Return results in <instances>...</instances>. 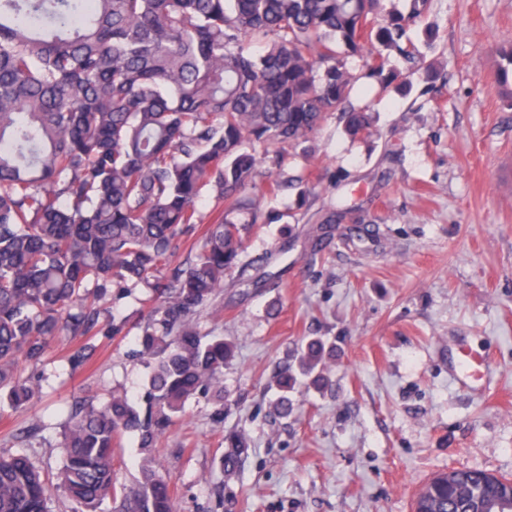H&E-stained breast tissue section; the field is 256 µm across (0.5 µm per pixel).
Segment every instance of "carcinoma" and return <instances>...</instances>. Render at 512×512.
Listing matches in <instances>:
<instances>
[{"mask_svg":"<svg viewBox=\"0 0 512 512\" xmlns=\"http://www.w3.org/2000/svg\"><path fill=\"white\" fill-rule=\"evenodd\" d=\"M0 0V400L38 394L37 366L59 338L126 335L101 323L142 290L136 355L147 388L114 389L75 404L63 424L58 487L80 512L110 497L116 512H173L158 441L204 398L223 425L224 367L235 346L199 329L259 224L276 217L248 189L261 162L279 168L328 115L353 139L372 133L347 59L369 50L365 79L390 84L388 54L414 58L407 31L429 0ZM263 148L258 155L257 148ZM217 218L195 253L171 258L199 224L204 197ZM322 337L302 342L275 376L274 414L292 395L329 387ZM124 435L144 454L132 486L113 479ZM244 429L224 431L220 469L241 466ZM0 512H50L48 482L24 448L0 452ZM415 512H512V479L453 470L419 494Z\"/></svg>","mask_w":512,"mask_h":512,"instance_id":"obj_1","label":"carcinoma"}]
</instances>
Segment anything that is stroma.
Listing matches in <instances>:
<instances>
[{
	"label": "stroma",
	"instance_id": "obj_1",
	"mask_svg": "<svg viewBox=\"0 0 512 512\" xmlns=\"http://www.w3.org/2000/svg\"><path fill=\"white\" fill-rule=\"evenodd\" d=\"M427 22L433 39L411 33L423 63L391 59L405 90L363 79V59L347 60L354 102L376 114L371 139H349L329 116L311 152L289 153L280 169L303 176L301 188L269 194L257 179L262 208L281 220L260 225L246 271L225 277L216 313L200 318L202 332L236 346L224 370L230 409L219 427L211 404L190 402L155 450L175 512H414L441 472L512 477V107L497 77L512 0H430ZM336 206L350 218L325 224ZM312 334L336 341L334 390L297 394L293 415L277 419L274 373ZM462 339L492 359L489 388L449 383L448 352ZM92 342L76 369L72 340L38 367L22 364L42 390L22 411L0 401V450L27 449L54 476L75 400L117 385L144 393L132 336ZM237 425L250 448L229 481L218 461Z\"/></svg>",
	"mask_w": 512,
	"mask_h": 512
}]
</instances>
